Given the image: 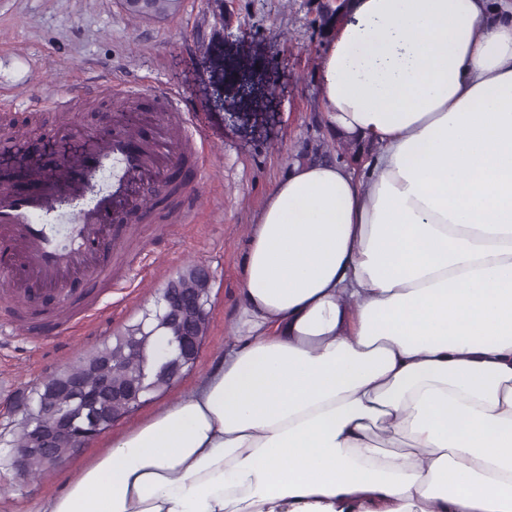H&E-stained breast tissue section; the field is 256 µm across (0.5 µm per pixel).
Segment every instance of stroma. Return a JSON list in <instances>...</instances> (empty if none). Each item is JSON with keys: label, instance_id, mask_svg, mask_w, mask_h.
<instances>
[{"label": "stroma", "instance_id": "1", "mask_svg": "<svg viewBox=\"0 0 512 512\" xmlns=\"http://www.w3.org/2000/svg\"><path fill=\"white\" fill-rule=\"evenodd\" d=\"M320 0H183L172 18L129 17L118 0H0V88L21 109L0 112V128L15 130L25 149L0 154V166L23 169L67 149L49 139L53 112H35V96L74 97V121L92 126L109 117L89 92L110 81L179 90L207 146L189 171L197 191L194 222L155 220L130 241L145 258V275L117 266L114 287L102 288V317L88 335L41 339L37 328L0 332V455L16 428V403L47 376L100 347L141 319L169 281L188 266L211 275L210 325L193 369L167 392L114 423L122 430L185 392L231 341L249 226L272 184L297 160L340 159L319 110V60L331 29ZM88 448L38 481L0 471V512H35L47 495L63 493Z\"/></svg>", "mask_w": 512, "mask_h": 512}]
</instances>
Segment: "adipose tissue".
Wrapping results in <instances>:
<instances>
[{"label":"adipose tissue","instance_id":"adipose-tissue-1","mask_svg":"<svg viewBox=\"0 0 512 512\" xmlns=\"http://www.w3.org/2000/svg\"><path fill=\"white\" fill-rule=\"evenodd\" d=\"M232 339L36 512H512V0H346Z\"/></svg>","mask_w":512,"mask_h":512}]
</instances>
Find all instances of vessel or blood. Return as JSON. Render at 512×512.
Returning a JSON list of instances; mask_svg holds the SVG:
<instances>
[{
  "label": "vessel or blood",
  "mask_w": 512,
  "mask_h": 512,
  "mask_svg": "<svg viewBox=\"0 0 512 512\" xmlns=\"http://www.w3.org/2000/svg\"><path fill=\"white\" fill-rule=\"evenodd\" d=\"M98 91L121 99L105 133L63 127L56 138H78L84 147L61 152L47 166L0 171V302L19 307L34 292H53L60 312L79 310L77 322L87 326L97 314L93 299L70 294L67 282L109 278L112 253L133 218L148 219L170 171L203 154L177 92L151 96L108 83ZM63 219L71 230L61 241L45 226Z\"/></svg>",
  "instance_id": "b4317fda"
}]
</instances>
